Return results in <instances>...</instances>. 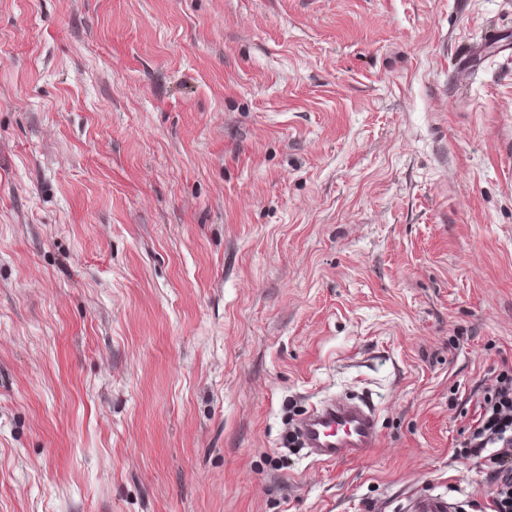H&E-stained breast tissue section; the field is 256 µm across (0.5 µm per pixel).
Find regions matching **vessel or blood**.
Instances as JSON below:
<instances>
[{
	"label": "vessel or blood",
	"mask_w": 512,
	"mask_h": 512,
	"mask_svg": "<svg viewBox=\"0 0 512 512\" xmlns=\"http://www.w3.org/2000/svg\"><path fill=\"white\" fill-rule=\"evenodd\" d=\"M305 458L319 463L367 459L381 440L375 411L343 396L325 398L299 415L293 426ZM408 512H466L461 500L424 490L407 504Z\"/></svg>",
	"instance_id": "vessel-or-blood-1"
}]
</instances>
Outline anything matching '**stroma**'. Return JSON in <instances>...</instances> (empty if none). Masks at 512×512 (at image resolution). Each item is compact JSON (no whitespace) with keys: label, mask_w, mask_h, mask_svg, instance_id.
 <instances>
[{"label":"stroma","mask_w":512,"mask_h":512,"mask_svg":"<svg viewBox=\"0 0 512 512\" xmlns=\"http://www.w3.org/2000/svg\"><path fill=\"white\" fill-rule=\"evenodd\" d=\"M505 363L512 0H0V512L482 503ZM292 432L305 458L327 464L365 460L381 440L375 411L343 396L311 405L295 420ZM408 512H465L463 501L449 498L446 494L423 490L408 502Z\"/></svg>","instance_id":"obj_1"}]
</instances>
